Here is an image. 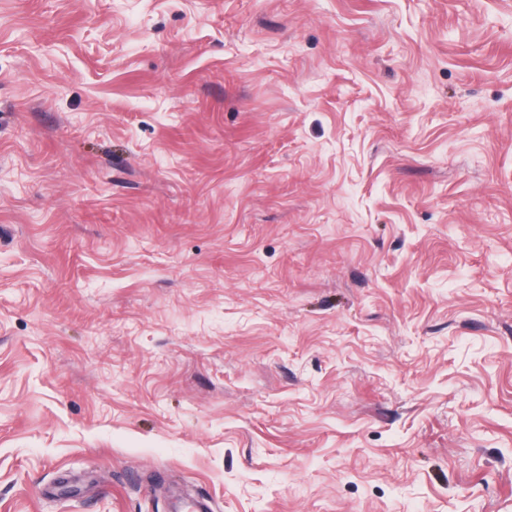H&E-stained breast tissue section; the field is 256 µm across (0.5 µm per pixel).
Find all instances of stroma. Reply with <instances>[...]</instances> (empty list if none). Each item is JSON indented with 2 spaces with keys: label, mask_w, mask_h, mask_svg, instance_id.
Instances as JSON below:
<instances>
[{
  "label": "stroma",
  "mask_w": 512,
  "mask_h": 512,
  "mask_svg": "<svg viewBox=\"0 0 512 512\" xmlns=\"http://www.w3.org/2000/svg\"><path fill=\"white\" fill-rule=\"evenodd\" d=\"M512 512V0H0V512Z\"/></svg>",
  "instance_id": "1"
}]
</instances>
